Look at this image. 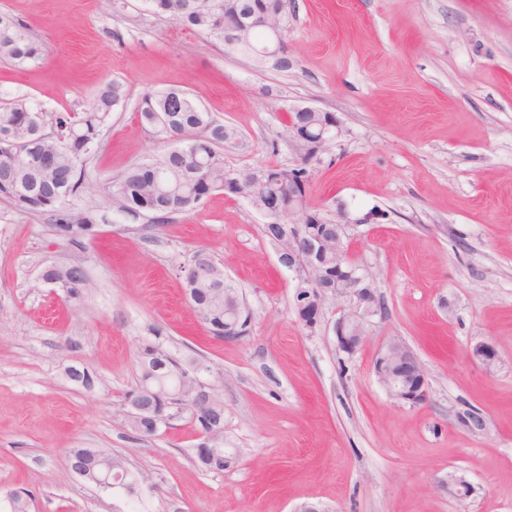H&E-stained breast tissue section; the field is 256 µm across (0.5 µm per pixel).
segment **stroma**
<instances>
[{
  "instance_id": "stroma-1",
  "label": "stroma",
  "mask_w": 512,
  "mask_h": 512,
  "mask_svg": "<svg viewBox=\"0 0 512 512\" xmlns=\"http://www.w3.org/2000/svg\"><path fill=\"white\" fill-rule=\"evenodd\" d=\"M42 42L33 67L0 61V107L24 97L55 132L59 112L125 89L87 166L74 209L108 221L76 247L49 214L0 199V512H512V0H289L288 67L256 68L147 0H0ZM186 90L234 127L225 151L247 170L296 163L286 114H335L345 134L312 164L309 206L348 211L353 256L375 275L383 313L354 354L339 349L337 304L314 327L293 308L295 275L262 232L266 218L216 191L160 223L116 212L109 179L171 140L142 124L144 94ZM209 254L251 313L236 340L209 336L180 268ZM82 260L77 302L41 275ZM418 357L425 403L394 402L373 363L390 339ZM198 367L224 403L223 471L199 466L188 414L133 439L124 415L143 345ZM492 344L484 368L472 355ZM93 372L86 390L67 367ZM478 413L481 431L462 422ZM101 448L142 474L102 490L68 467ZM469 482L466 500L448 476Z\"/></svg>"
}]
</instances>
